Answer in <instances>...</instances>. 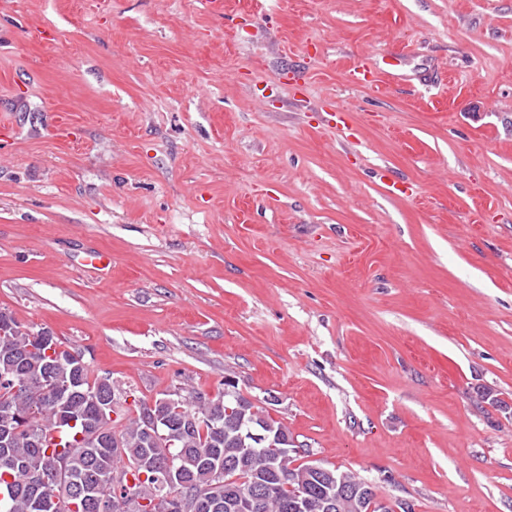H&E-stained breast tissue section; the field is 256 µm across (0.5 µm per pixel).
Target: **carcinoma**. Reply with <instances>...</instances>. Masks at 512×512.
<instances>
[{
	"mask_svg": "<svg viewBox=\"0 0 512 512\" xmlns=\"http://www.w3.org/2000/svg\"><path fill=\"white\" fill-rule=\"evenodd\" d=\"M47 372L56 384L43 383ZM0 375V512H39L37 503L53 497L58 512H100L97 489L133 468L135 483L112 512H132L129 500L160 494L169 498L166 512H179L189 496L196 512H414L403 500L382 504L375 486L348 470L313 469L307 448L281 458L273 448L245 451L242 434L252 419L284 438L288 427L230 377L214 398L192 387L188 404H168L164 394L140 403L121 425L122 405L104 408L116 390L110 377L92 380L68 354L46 355L39 337L2 309ZM149 411L173 425L177 447H151L143 423ZM167 460L175 477L161 489L152 474Z\"/></svg>",
	"mask_w": 512,
	"mask_h": 512,
	"instance_id": "cac0c4a2",
	"label": "carcinoma"
}]
</instances>
